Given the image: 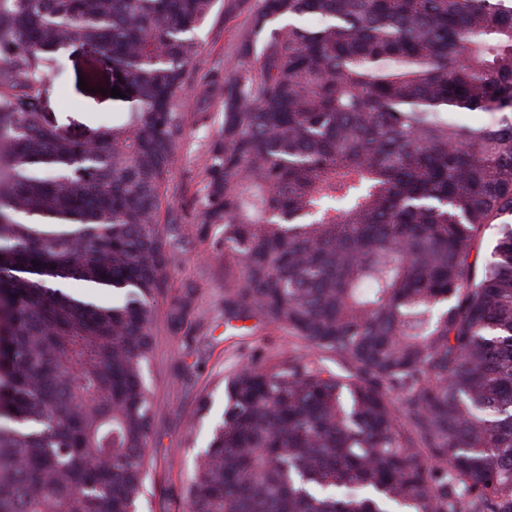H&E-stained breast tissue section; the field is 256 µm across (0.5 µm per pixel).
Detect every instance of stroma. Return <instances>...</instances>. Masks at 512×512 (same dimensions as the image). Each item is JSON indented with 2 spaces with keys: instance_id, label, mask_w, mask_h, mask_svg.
Here are the masks:
<instances>
[{
  "instance_id": "35a3bbf8",
  "label": "stroma",
  "mask_w": 512,
  "mask_h": 512,
  "mask_svg": "<svg viewBox=\"0 0 512 512\" xmlns=\"http://www.w3.org/2000/svg\"><path fill=\"white\" fill-rule=\"evenodd\" d=\"M248 27L246 13H214L196 32L203 64L193 84L182 93L188 110L200 107L202 92L211 76L237 62L239 40ZM85 57L74 55L63 70L46 84L44 110L60 131L77 135L116 121L128 107L110 95L111 78L99 80V92L83 91L88 76ZM222 119L221 107L210 103L207 118L188 121L172 180L180 191L168 198L163 220L174 219L192 233L198 219L199 200L206 165V145ZM171 289L192 280L200 288V320L191 351H184L181 337L157 325L154 359L147 380L157 399L155 426L148 447L154 485L152 512H185L183 490L198 452L208 444L213 423L224 411V377L249 357L284 352L293 339L273 325L253 330L224 324V246L221 235L193 237L183 254L171 264Z\"/></svg>"
}]
</instances>
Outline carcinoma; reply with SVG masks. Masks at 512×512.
<instances>
[{
	"label": "carcinoma",
	"mask_w": 512,
	"mask_h": 512,
	"mask_svg": "<svg viewBox=\"0 0 512 512\" xmlns=\"http://www.w3.org/2000/svg\"><path fill=\"white\" fill-rule=\"evenodd\" d=\"M218 2L0 0V512L148 503L154 329L188 348L199 320L192 283L157 307L187 242L160 213ZM223 8L249 29L196 233L222 230L224 322L300 349L224 376L190 512H512V0ZM71 49L131 103L91 141L42 111Z\"/></svg>",
	"instance_id": "obj_1"
}]
</instances>
